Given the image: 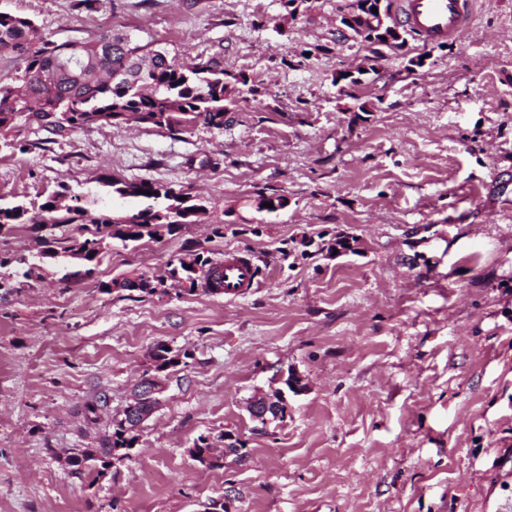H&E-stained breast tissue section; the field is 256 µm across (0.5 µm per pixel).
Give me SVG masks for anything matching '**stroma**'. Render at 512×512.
<instances>
[{"label":"stroma","instance_id":"35a3bbf8","mask_svg":"<svg viewBox=\"0 0 512 512\" xmlns=\"http://www.w3.org/2000/svg\"><path fill=\"white\" fill-rule=\"evenodd\" d=\"M0 12L58 43L109 30L180 62L219 53L257 84L220 129L90 124L54 139L28 122L0 136L2 203L108 176L188 187L208 208L159 240H109L69 287L79 264L57 257L30 288L0 289V512H205L227 491L237 512H512V0H477L462 39L407 38L345 89L334 77L368 51L338 33L336 0L293 21L281 0ZM260 191L287 207L258 211ZM228 249L258 267L234 300L97 289ZM160 343L184 362L156 372ZM287 371L304 387L286 420H252L250 398ZM154 374L162 404L130 458L100 480L71 475L61 456L91 447ZM201 436L242 442L245 462L202 467Z\"/></svg>","mask_w":512,"mask_h":512}]
</instances>
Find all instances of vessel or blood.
<instances>
[{"label":"vessel or blood","mask_w":512,"mask_h":512,"mask_svg":"<svg viewBox=\"0 0 512 512\" xmlns=\"http://www.w3.org/2000/svg\"><path fill=\"white\" fill-rule=\"evenodd\" d=\"M398 20L423 43L460 39L468 30L474 13V0H397ZM258 275L252 257L225 250L216 261L210 279L216 280L226 299L245 295Z\"/></svg>","instance_id":"1"}]
</instances>
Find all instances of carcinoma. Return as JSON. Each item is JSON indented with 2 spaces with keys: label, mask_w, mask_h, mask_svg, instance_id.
Returning a JSON list of instances; mask_svg holds the SVG:
<instances>
[{
  "label": "carcinoma",
  "mask_w": 512,
  "mask_h": 512,
  "mask_svg": "<svg viewBox=\"0 0 512 512\" xmlns=\"http://www.w3.org/2000/svg\"><path fill=\"white\" fill-rule=\"evenodd\" d=\"M383 8L382 15L367 11L373 16L374 25L361 37V42L370 48L373 61L384 58L381 48L390 46L384 36L396 26L388 0ZM0 53L13 56L22 65L16 78L0 76L1 135L22 120H34L59 136L93 123L118 128L122 115L173 134L199 121L221 129L224 114L236 103L238 85L248 84L244 75L224 71L222 60L214 56L185 68L160 51H144L125 34L102 31L70 50L66 43L42 37L30 19L7 13H0ZM119 71L124 77L113 80ZM101 183L120 199L147 200L149 204L128 214L129 224L97 218L79 206L68 207L66 213L60 214L54 200L43 203L37 213L29 212L22 204H0V229L4 227L9 233L16 225L27 224L33 233L51 235L65 224L88 222L94 226L88 234L57 239L60 249H48L43 254L45 258H55L63 253L87 264L95 261L101 245L109 239H160L179 227L172 219L160 220L159 214L181 205L176 193L182 189L108 177ZM206 264L199 255L188 254L156 280L161 284L167 279L178 283L187 280L189 292L197 286L205 289L207 285L202 283L198 268ZM39 268V264L32 263L9 273V287L21 290L30 286ZM138 441L139 430L130 426L127 416L114 418L94 449L95 459L105 468L117 449L134 448Z\"/></svg>",
  "instance_id": "carcinoma-1"
}]
</instances>
